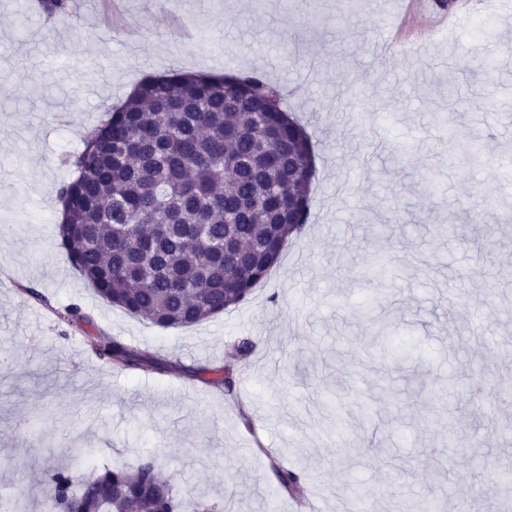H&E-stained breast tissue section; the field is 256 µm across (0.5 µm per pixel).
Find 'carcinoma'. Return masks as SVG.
Segmentation results:
<instances>
[{
  "label": "carcinoma",
  "mask_w": 512,
  "mask_h": 512,
  "mask_svg": "<svg viewBox=\"0 0 512 512\" xmlns=\"http://www.w3.org/2000/svg\"><path fill=\"white\" fill-rule=\"evenodd\" d=\"M84 139L76 177L61 187L58 247L106 302L162 328L191 327L245 301L292 235L310 223L314 145L257 74L172 69L143 79ZM238 249L224 253V238ZM61 318L94 326L71 304ZM365 349L385 327L366 314ZM97 357L149 368L119 339L94 336ZM467 449L448 442L434 463L450 471ZM293 491L299 476L274 470ZM46 512H179L170 476L149 455L134 467L59 468L47 476Z\"/></svg>",
  "instance_id": "obj_1"
}]
</instances>
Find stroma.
<instances>
[{
    "mask_svg": "<svg viewBox=\"0 0 512 512\" xmlns=\"http://www.w3.org/2000/svg\"><path fill=\"white\" fill-rule=\"evenodd\" d=\"M138 39L94 22L98 0L24 18L0 0V503L19 495L43 512L45 474L154 455L186 503L224 512H300L274 465L302 475L321 512H395L393 497L472 495V512H503L490 469L512 462V0H493L494 28L474 19L416 54L374 45V0H127ZM176 14L193 30L167 35ZM496 44L498 75L473 58ZM263 74L315 150L313 219L250 298L189 328L160 329L99 298L58 248L59 189L75 176L87 133L148 75L171 69ZM463 97L448 104V86ZM479 148L459 172L432 112ZM397 201L393 223L385 200ZM383 243L401 278L381 308L392 358L366 359L363 312L378 281L364 249ZM79 305L106 335L165 360L118 370L82 327ZM478 323L496 346L473 340ZM255 350L238 360L232 346ZM231 368L233 391L208 382ZM470 392L441 415L428 397L449 372ZM251 428H244L243 418ZM471 448L449 483L429 462L449 441ZM399 474L388 491L389 473Z\"/></svg>",
    "mask_w": 512,
    "mask_h": 512,
    "instance_id": "35a3bbf8",
    "label": "stroma"
}]
</instances>
